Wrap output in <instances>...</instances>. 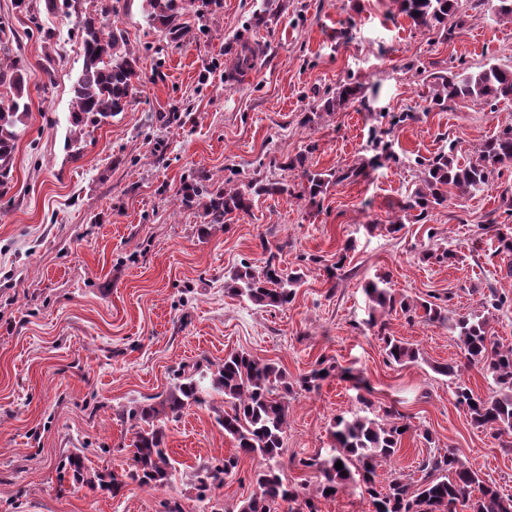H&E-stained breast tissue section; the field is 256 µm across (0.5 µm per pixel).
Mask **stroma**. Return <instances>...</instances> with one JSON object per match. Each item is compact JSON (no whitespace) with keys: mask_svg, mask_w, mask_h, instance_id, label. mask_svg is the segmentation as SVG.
Returning <instances> with one entry per match:
<instances>
[{"mask_svg":"<svg viewBox=\"0 0 512 512\" xmlns=\"http://www.w3.org/2000/svg\"><path fill=\"white\" fill-rule=\"evenodd\" d=\"M115 8L111 22L144 75L124 112L77 136L83 52L72 21L40 10L54 37H31L12 0H0V17L18 34L10 56L24 63L30 92L13 178L0 189V512H164L169 500L181 512H238L260 458L243 459L210 501L195 489L197 466L234 449L214 393L167 426L169 485L132 483L115 498L58 482L73 453L89 470L122 472L133 435L121 413L165 396L182 367L213 370L234 351L275 362L292 380L323 358L337 368L319 388L289 397V484L314 485L301 461L331 454L336 417L375 419L392 405L410 430L380 479L396 469L417 480L422 458L456 448L512 495V434L472 425L437 372L461 357L453 320L479 311L489 293L512 298V249L496 235L512 228V163L484 191L426 217L400 211L421 161L450 145L468 158L512 123V100L431 104L432 74L512 65V22L470 9L445 35L415 27L397 0H224L205 21L181 16L183 34L173 39L149 27L142 0ZM245 36L256 39V56L240 77L230 62ZM347 83L359 86L357 98L323 111ZM299 156L314 171L361 174L312 201L299 194L302 169L287 167ZM190 178L235 187L273 179L289 191L210 224L175 198ZM267 245L279 248L282 269L303 275L283 308L224 287L241 264L262 267ZM448 249L452 263L423 258ZM343 250L342 275L329 284L325 267ZM380 280L409 301L446 305L447 322L384 314L365 292ZM386 335L413 344L417 361L388 362ZM347 368L368 389L341 380Z\"/></svg>","mask_w":512,"mask_h":512,"instance_id":"stroma-1","label":"stroma"}]
</instances>
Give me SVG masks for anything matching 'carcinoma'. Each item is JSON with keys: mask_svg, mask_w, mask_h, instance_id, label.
I'll use <instances>...</instances> for the list:
<instances>
[{"mask_svg": "<svg viewBox=\"0 0 512 512\" xmlns=\"http://www.w3.org/2000/svg\"><path fill=\"white\" fill-rule=\"evenodd\" d=\"M149 26L175 35L176 21L192 13L199 20L224 8V0H144ZM400 11L414 26L424 29H444L448 19L459 10V0H399ZM14 9L37 24L36 0H14ZM114 11L112 5H101L78 14V31L83 49V69L74 85L72 126L83 128L87 122L113 117L131 103L140 82L142 59L127 48L123 30L107 22ZM0 84L13 90L8 103H0V186L12 178V158L20 136L19 124L29 111L27 69L20 60L7 67L0 66ZM358 87L340 86L336 95L324 102L323 108L333 112L356 99ZM469 99L477 104H489L499 99H512V66L492 64L473 71L439 76L434 84L431 102L441 108L455 99ZM454 145L425 163L420 183L401 202L407 213L419 211L423 217L434 205H442L452 196L469 195L484 190L490 178L512 160V124L505 125L496 136L482 144L475 156L459 162ZM359 175L353 168L341 175L336 172L302 171L306 180L304 193L315 200L331 183ZM289 187L277 180H255L244 187L211 189L194 181L185 182L177 190L183 205H201L210 224L224 223V216L247 212L254 195H280ZM268 254L259 272L245 264L235 270L225 282L227 290L260 307H284L294 298L295 288L302 284L298 273L285 275L278 265L277 254L263 246ZM366 294L381 309L389 312L400 307L408 321L419 317L425 322L448 321V309L433 302L398 301L394 294L376 283L365 286ZM422 313H417V310ZM462 352L460 364H446L437 372L456 380L453 395L457 403L467 407L474 425L494 429L501 424L512 428V344L500 342L492 329L490 317L483 314L462 315L453 325ZM385 353L391 363L399 365L418 359V350L411 344L382 337ZM477 368L491 376L493 388L485 396L476 395L464 381L462 372ZM336 366L321 360L318 367L291 383L280 368L244 352L230 353L212 372L195 366L189 372L177 374L178 383L161 401L127 411L126 420L135 429L132 443L131 470L110 480L90 473L84 459L68 457L73 477L89 484L100 479V488L117 496L125 487V479L141 486L152 487L172 475L173 464L165 448V424L178 420L185 410L204 401L202 393L212 390L224 396L225 410L218 424L235 445V453L217 463L198 467L196 490L198 498L207 499L212 489L232 475L242 457H260L265 467L256 474V491L243 501L239 512H275L283 504L288 512H319L318 499L332 498L358 472L369 495L372 512H512V496L500 492L497 486L482 478L450 448L430 455L419 465L421 477L411 482L400 472H392L387 482L376 480L377 468L391 461L399 452L407 425L394 407L383 409L382 419L368 417L352 420L338 417L331 436L332 454L301 460L302 466L317 472V483L310 493H303L281 476L282 438L287 426L288 396L293 387L310 391L330 377ZM342 462L337 470L336 462Z\"/></svg>", "mask_w": 512, "mask_h": 512, "instance_id": "obj_1", "label": "carcinoma"}]
</instances>
